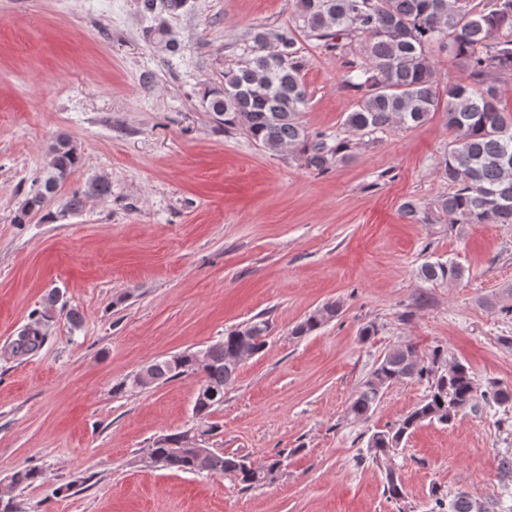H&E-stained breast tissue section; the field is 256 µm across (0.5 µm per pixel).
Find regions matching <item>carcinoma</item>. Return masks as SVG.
Masks as SVG:
<instances>
[{"mask_svg":"<svg viewBox=\"0 0 512 512\" xmlns=\"http://www.w3.org/2000/svg\"><path fill=\"white\" fill-rule=\"evenodd\" d=\"M188 0H138L139 13L153 25L145 29L155 48L174 55L179 43L169 36L166 17L181 14ZM295 25L277 31L257 28L251 35L247 58L224 72V81L203 92V102L219 125L242 130L259 146L272 151H296L307 168L325 171L349 158L351 140L313 133L301 120L307 94L301 80V61L295 31L335 49L349 41L359 45L362 62L350 66L345 84L361 93L357 108L343 125L361 137L392 128L417 127L443 112L455 138L448 145L444 172L450 191L438 200V209L452 224H512V110L500 106L497 85L512 79V0H294ZM438 45L464 61V76L445 91L432 63L431 48ZM81 163L70 137L59 134L48 150L43 174L36 181L14 222L23 224L57 196L69 175ZM112 193L111 181L99 176L84 190L66 197L54 219L82 211L89 198ZM421 277L429 282L462 280L464 270L452 261L426 262ZM338 306L328 303L299 322L291 335H309L336 317ZM269 320L258 314L224 332L203 350H187L148 365L152 384L184 376L199 377L193 413L207 418L224 403V388L237 376L233 358L241 351L254 356L267 345ZM46 332L40 319L21 329L12 344L19 357L37 352ZM428 383L429 392L417 407L387 430L368 440L374 457L400 447L420 423L429 420L449 426L471 406L477 386L471 367L461 361L443 365L441 353L424 360L416 346L403 344L385 353L353 398L348 414L360 421L376 409L386 388L405 381ZM497 404L512 402V391L492 386L483 393ZM211 432L192 430L159 439L148 455L165 469L184 473L230 474L245 488L264 485L281 466L274 459L259 468L236 454L214 448L200 453L199 443ZM42 476L36 467L16 471L12 483L28 486ZM475 512L468 497L459 494L448 505L434 499L429 512Z\"/></svg>","mask_w":512,"mask_h":512,"instance_id":"cac0c4a2","label":"carcinoma"}]
</instances>
